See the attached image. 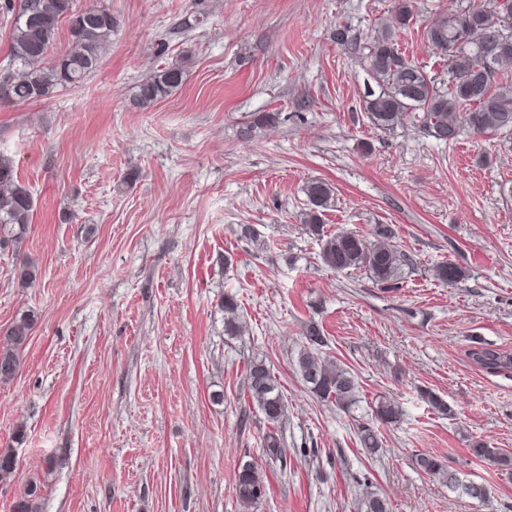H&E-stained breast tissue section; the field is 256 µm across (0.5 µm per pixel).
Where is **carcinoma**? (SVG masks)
<instances>
[{
	"label": "carcinoma",
	"mask_w": 512,
	"mask_h": 512,
	"mask_svg": "<svg viewBox=\"0 0 512 512\" xmlns=\"http://www.w3.org/2000/svg\"><path fill=\"white\" fill-rule=\"evenodd\" d=\"M0 8L15 15L9 33L7 67L12 72L8 98L0 104H21L49 99L55 92L77 86L93 74L101 62L105 47L112 40L116 19L104 6L84 10L74 7V0H0ZM498 17L512 21V0H495V10L480 4L463 10H450L434 18L426 28L428 43L447 61L452 80L448 90L440 91L423 67L407 58L400 49L401 30L412 18L411 0H398L389 18L379 22L361 65L374 79L378 91L371 92L363 108L370 124L382 132L392 131L406 121H415L430 137L448 143L465 129L476 135L512 136V48L503 51V32L498 23L484 18ZM67 24L69 50L51 58L59 26ZM492 58L491 69L477 71V61ZM184 60L171 62L147 76L135 95L141 105H150L170 96L185 81ZM278 114L260 113L250 132H262L276 126ZM310 208L305 213L304 230L321 241L319 258L340 273L365 271L373 282L385 290H394L402 278L409 259L393 239L387 224H377L370 235L356 231L326 234L321 215L335 194L334 186L322 179H312L305 187ZM34 209L32 192L21 183L13 160L0 155V250L20 253L26 239ZM467 271L448 261L436 265L433 277L444 285H453L466 277ZM224 335L234 338L243 334L245 325L236 297L225 295ZM34 317L23 314L10 326L0 330V384L12 382L20 369V353L28 344ZM326 336L319 325L304 327L302 342L293 357L296 373L317 398L347 410L357 400L358 386L354 375L335 358L323 353ZM468 357L489 373L512 372V352L478 342L468 349ZM244 390L248 400L272 425L261 440L265 462L287 467V449L277 428L288 418V406L279 390L271 368L262 359L247 362ZM421 399L431 410L450 415L448 402L431 390L420 391ZM403 415L398 404L381 400L371 411V420L357 426L360 445L374 453L381 447L379 426H394ZM471 453L512 474V452L477 441ZM416 468L439 477L448 491L483 500L488 491L467 480L456 470L448 469L433 455L418 454ZM270 491L268 478L259 464H239L233 480V493L241 512H252L266 501ZM41 487L29 485L18 500L14 512H41ZM360 512H390L389 500L367 492L359 503Z\"/></svg>",
	"instance_id": "cac0c4a2"
}]
</instances>
